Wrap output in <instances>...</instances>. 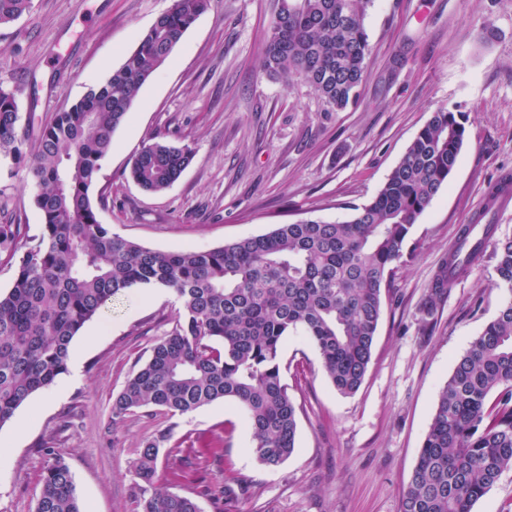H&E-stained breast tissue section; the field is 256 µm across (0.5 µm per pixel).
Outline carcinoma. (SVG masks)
Masks as SVG:
<instances>
[{
    "mask_svg": "<svg viewBox=\"0 0 512 512\" xmlns=\"http://www.w3.org/2000/svg\"><path fill=\"white\" fill-rule=\"evenodd\" d=\"M212 0H172L135 49L103 83L54 114L34 148L19 126L14 94L0 88V155L25 162L36 188L42 231L0 224V253L14 262L0 293V427L68 371L70 346L113 297L159 285L180 301L173 326L112 402L113 420L143 409L182 416L216 400L246 414L257 460L268 467L294 451L298 409L283 382L280 351L302 333L319 351L336 391L354 394L368 370L384 293L412 227L457 166L467 140L464 115L438 109L419 131L376 197L343 222L306 219L212 249L154 250L97 219L94 187L140 87L162 65ZM372 0H278L262 70L299 77L332 110L357 102L370 54L364 18ZM31 0H0V25L29 12ZM194 151L151 139L130 178L159 193L178 180ZM486 231L506 289L493 320L442 387L403 492L401 512H473L512 469V238ZM472 258L450 254L421 306L431 324L437 302ZM148 440L135 472L138 512H200L194 498L154 487L160 443ZM52 457L35 512H81L68 465ZM219 502L244 494L230 479L208 490Z\"/></svg>",
    "mask_w": 512,
    "mask_h": 512,
    "instance_id": "1",
    "label": "carcinoma"
}]
</instances>
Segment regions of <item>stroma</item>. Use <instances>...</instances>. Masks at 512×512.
Instances as JSON below:
<instances>
[{
    "instance_id": "35a3bbf8",
    "label": "stroma",
    "mask_w": 512,
    "mask_h": 512,
    "mask_svg": "<svg viewBox=\"0 0 512 512\" xmlns=\"http://www.w3.org/2000/svg\"><path fill=\"white\" fill-rule=\"evenodd\" d=\"M171 4L32 0L29 14L0 25V87L13 92L29 139L106 79ZM276 8L213 0L114 132L96 212L113 232L162 251L210 249L303 219L346 221L377 195L432 112L463 113L467 141L412 229L361 387L339 394L316 347L288 336L281 363L298 427L294 453L276 467L258 462L231 401L113 421V397L179 308L165 288L132 287L75 337L67 373L0 427V512H35L48 447L69 466L83 512H137L135 462L143 442L167 430L156 486L195 498L200 512H400L438 394L507 296L488 244L438 303L434 324L421 321L438 263L491 189L512 180V0H372L360 99L341 112L326 110L303 80L261 71ZM155 136L195 152L158 194L129 177ZM33 196L25 165L0 157V222L40 234ZM230 477L247 493L222 510L202 488Z\"/></svg>"
}]
</instances>
